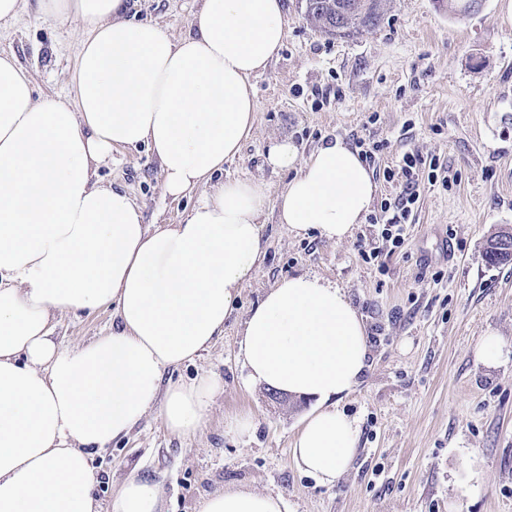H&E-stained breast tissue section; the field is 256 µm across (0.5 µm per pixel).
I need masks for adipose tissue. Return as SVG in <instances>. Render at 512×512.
<instances>
[{
  "instance_id": "ef3b65f1",
  "label": "adipose tissue",
  "mask_w": 512,
  "mask_h": 512,
  "mask_svg": "<svg viewBox=\"0 0 512 512\" xmlns=\"http://www.w3.org/2000/svg\"><path fill=\"white\" fill-rule=\"evenodd\" d=\"M39 15L78 19L73 102L34 94L27 70L0 57V512H98L90 454L127 437L150 409L181 437L203 427L214 376L163 385L224 332L259 266L268 194L218 180L255 121L251 79L283 47V0H202L178 39L131 17L128 0H36ZM147 145L165 192L204 195L177 224L145 223L125 191L103 186L113 149ZM267 165L292 171L278 205L298 235L340 242L371 210L378 185L358 150L336 139L303 159L271 144ZM115 303L111 332L73 348L55 317ZM247 381L316 398L293 445L297 466L336 484L358 452L337 406L367 369L361 314L316 276L286 277L247 315ZM153 482L128 478L112 512H163ZM281 497L224 490L199 512H283Z\"/></svg>"
}]
</instances>
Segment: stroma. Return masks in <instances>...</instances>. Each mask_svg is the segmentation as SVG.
I'll list each match as a JSON object with an SVG mask.
<instances>
[{"instance_id": "1", "label": "stroma", "mask_w": 512, "mask_h": 512, "mask_svg": "<svg viewBox=\"0 0 512 512\" xmlns=\"http://www.w3.org/2000/svg\"><path fill=\"white\" fill-rule=\"evenodd\" d=\"M0 24V56L15 57L37 95L73 100L67 80L81 35L74 21L43 18L21 0ZM198 0H133L131 15L173 38L190 31ZM287 39L252 79L255 122L226 178L262 183L270 204L265 255L234 311L201 357L165 372L164 383L207 373L220 379L202 430L182 439L150 411L129 436L93 452L94 493L108 504L130 476L157 483L168 512H198L225 489L281 496L285 512H512V262L492 266L484 250L512 230V0H480L463 16L448 0H385L379 26L340 38L285 0ZM378 143L370 169L378 185L371 219L393 200L386 167L418 155V193L400 248L370 221L339 243L293 235L278 221L289 173L264 162L270 144L293 142L301 158L324 141ZM103 184L130 193L146 223L177 224L199 192L175 199L146 146L113 150ZM379 249L365 263L356 244ZM312 274L335 282L363 315L369 367L339 403L359 426L358 453L339 484L301 472L291 444L312 401L272 397L244 385L238 342L248 312L279 280ZM115 308L56 318L55 334L75 346L111 331ZM501 346L495 362L476 358L484 335ZM251 412L253 436L230 416Z\"/></svg>"}]
</instances>
